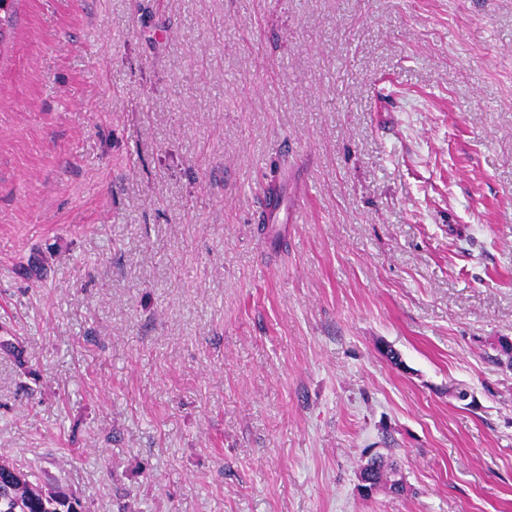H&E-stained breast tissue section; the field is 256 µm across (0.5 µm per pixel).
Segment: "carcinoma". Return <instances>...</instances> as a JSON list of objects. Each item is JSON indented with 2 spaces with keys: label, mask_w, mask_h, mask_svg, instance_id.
Segmentation results:
<instances>
[{
  "label": "carcinoma",
  "mask_w": 512,
  "mask_h": 512,
  "mask_svg": "<svg viewBox=\"0 0 512 512\" xmlns=\"http://www.w3.org/2000/svg\"><path fill=\"white\" fill-rule=\"evenodd\" d=\"M372 477L381 487L403 485L390 455L373 463ZM0 512H80L76 500L30 479L23 469L0 463Z\"/></svg>",
  "instance_id": "cac0c4a2"
}]
</instances>
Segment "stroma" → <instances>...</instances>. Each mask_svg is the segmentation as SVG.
Here are the masks:
<instances>
[{"instance_id": "1", "label": "stroma", "mask_w": 512, "mask_h": 512, "mask_svg": "<svg viewBox=\"0 0 512 512\" xmlns=\"http://www.w3.org/2000/svg\"><path fill=\"white\" fill-rule=\"evenodd\" d=\"M15 10L0 461L82 512H512V0ZM391 455L392 454L389 455V453L382 454V456L373 463L371 474L380 487L400 485L401 489L395 491L399 492L403 489V480L401 477L399 478V473L394 463L390 462Z\"/></svg>"}]
</instances>
